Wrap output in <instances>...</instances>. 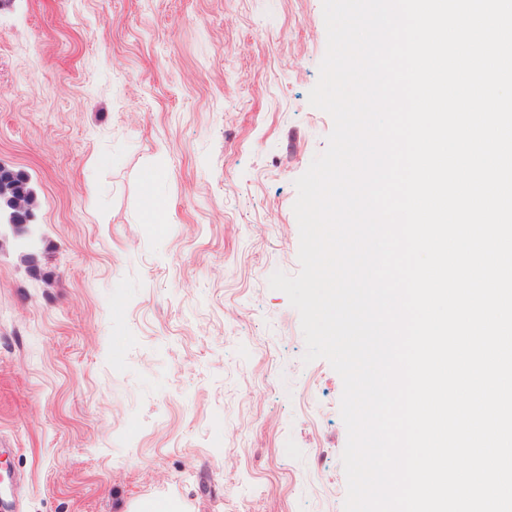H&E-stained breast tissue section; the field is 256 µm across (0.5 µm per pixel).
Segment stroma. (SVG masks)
<instances>
[{
	"label": "stroma",
	"mask_w": 512,
	"mask_h": 512,
	"mask_svg": "<svg viewBox=\"0 0 512 512\" xmlns=\"http://www.w3.org/2000/svg\"><path fill=\"white\" fill-rule=\"evenodd\" d=\"M325 51L322 0H0V162L38 198L0 224V512H343V383L269 286ZM154 175L149 174L146 176L144 183V203L142 206V217L145 221L150 224H162L164 223V210L160 202L152 194L150 186L153 182Z\"/></svg>",
	"instance_id": "stroma-1"
}]
</instances>
